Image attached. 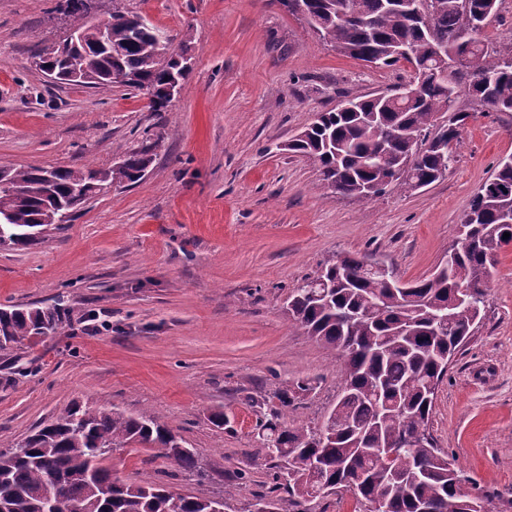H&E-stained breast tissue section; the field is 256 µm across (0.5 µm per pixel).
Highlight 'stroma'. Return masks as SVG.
<instances>
[{
  "mask_svg": "<svg viewBox=\"0 0 512 512\" xmlns=\"http://www.w3.org/2000/svg\"><path fill=\"white\" fill-rule=\"evenodd\" d=\"M116 1L192 58L161 111L116 83L49 80L33 55L69 33L60 0H0V168L106 169L138 147L152 154L139 182L96 194L66 228L0 246V305L50 306L63 294L71 309L64 334L0 350V450L75 403L146 410L201 463L220 453L224 464L200 481L130 446L109 456L114 476L253 512L280 471L258 436L276 391L295 393L289 424L317 428L344 378L337 353L292 328L288 294L345 255L381 258L405 281L430 275L473 195L512 155V112L458 97L474 117L443 178L373 200L337 193L288 140L341 100L406 83L407 62L347 56L279 0H92L95 15ZM486 281L429 432L493 512H512V244Z\"/></svg>",
  "mask_w": 512,
  "mask_h": 512,
  "instance_id": "1",
  "label": "stroma"
}]
</instances>
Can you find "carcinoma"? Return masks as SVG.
Listing matches in <instances>:
<instances>
[{
	"instance_id": "obj_1",
	"label": "carcinoma",
	"mask_w": 512,
	"mask_h": 512,
	"mask_svg": "<svg viewBox=\"0 0 512 512\" xmlns=\"http://www.w3.org/2000/svg\"><path fill=\"white\" fill-rule=\"evenodd\" d=\"M318 16L315 30L336 49L359 59L377 58L392 67L401 58L393 46L407 41L412 61L426 72L421 96L413 103L391 94L350 100L353 110L322 112L288 141L287 149L318 161L325 184L343 194L378 198L393 185L412 182L426 187L438 181L454 162L452 143L470 113L456 111L459 93L493 112H512V44L491 47L479 36L497 16L499 0H437L431 25L434 35L451 40L455 55L478 54L483 68L456 79L437 76L427 66L429 33L405 14L404 3L390 9L383 0H311ZM82 0H67L71 27L85 29ZM373 18L369 26L340 21L343 5ZM137 15L112 8L111 45L88 43L79 51L90 86L114 83L153 98L156 111L168 106L165 85L169 70L184 53L160 43L156 28L142 27L132 35ZM39 61L54 65L60 82L70 84L68 62L50 50ZM448 115V123L437 124ZM397 136L383 140V132ZM424 144L422 152L417 145ZM417 155L409 178L385 183L388 168L400 157ZM385 156V165L370 159ZM152 161L147 147L133 149L118 169L40 167L6 171L8 186L0 187V207L8 208L12 236L8 246L26 247L31 234L45 229L47 208L68 209L75 191L84 200L95 194L99 175L114 183H137ZM53 176V184L46 174ZM511 237L503 238L504 233ZM512 242V156L503 158L474 194L464 214L448 263L428 277L393 291L390 278L365 271L367 257L328 262L288 297V315L295 328L341 354L345 364L343 391L321 427L290 426L284 421L293 397L277 393L280 407L260 425L267 455L283 461L282 476L291 512H308L306 503L321 495L349 489L348 475L358 473V501L382 502V512H491L492 499L476 491L427 432L433 408L432 390L447 373L443 365L459 350L480 318L485 302L487 266ZM69 310L63 300L47 308L23 305L0 307V349H21L42 333L56 335L65 328ZM438 316L448 317V332L433 330ZM415 437L417 447L397 448L403 435ZM139 444L155 448L158 456L198 480L209 468L183 445L173 430L146 412L126 415L114 409L74 404L41 424L24 440L0 450V512H61L48 496L50 479L61 483L66 504L78 512H224V499L174 493L149 479L122 483L104 465L101 450Z\"/></svg>"
}]
</instances>
